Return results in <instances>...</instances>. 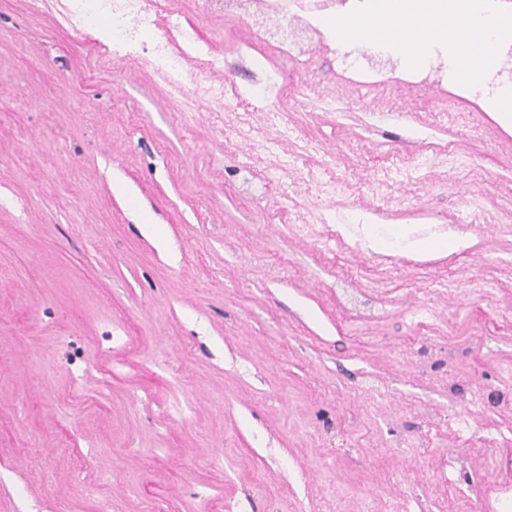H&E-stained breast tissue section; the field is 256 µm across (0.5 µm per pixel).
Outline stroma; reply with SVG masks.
Returning <instances> with one entry per match:
<instances>
[{
    "label": "stroma",
    "mask_w": 512,
    "mask_h": 512,
    "mask_svg": "<svg viewBox=\"0 0 512 512\" xmlns=\"http://www.w3.org/2000/svg\"><path fill=\"white\" fill-rule=\"evenodd\" d=\"M0 0V500L10 512H498L512 500V124L428 89L346 84L206 0L181 96ZM295 137L279 153L268 106ZM192 124H185V116ZM443 145L431 167L409 162ZM276 171L278 187L267 182ZM453 225L456 248L327 252L337 220ZM97 475L102 501L83 488Z\"/></svg>",
    "instance_id": "35a3bbf8"
}]
</instances>
